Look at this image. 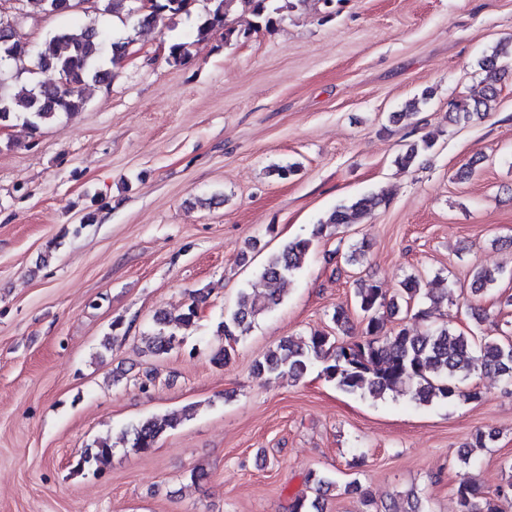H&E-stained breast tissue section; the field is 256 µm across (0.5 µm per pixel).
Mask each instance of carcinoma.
<instances>
[{
  "label": "carcinoma",
  "mask_w": 512,
  "mask_h": 512,
  "mask_svg": "<svg viewBox=\"0 0 512 512\" xmlns=\"http://www.w3.org/2000/svg\"><path fill=\"white\" fill-rule=\"evenodd\" d=\"M85 0H26L35 14L57 16L81 8ZM197 0H149L148 9L139 12L133 0H95L93 11L117 17L124 21L134 19L139 27L149 26L163 15L177 16L193 14ZM203 12L196 15L194 43L210 39L214 32L224 31V44L237 42L249 36L253 29L272 30L284 19L288 11L303 5L307 0H205ZM238 11L250 16L245 27L236 26L230 19ZM129 42L123 38L109 39L106 32L93 22L79 28H58L51 32L43 47L34 49L24 36L13 30L0 29V124L21 121L31 130L62 115L73 116L82 111L86 100L81 87L92 83L111 81V67L124 57ZM191 43L179 36L171 37L167 60L174 66H181L191 59ZM512 60V40L498 44L479 61L484 73L485 93L479 99H463L455 104V120L466 119L473 112H489L501 92V83L509 73L507 60ZM52 71L57 81L44 82L39 74ZM11 72L15 79L25 78L20 90L15 93L4 91L1 75ZM433 147L428 139L413 143L397 157V163L404 169L413 167L420 150ZM385 193L362 196L349 204L332 211L326 220L317 225L310 238H296L282 249L271 254L260 271L267 284V292L261 297L239 293L236 308L229 319L218 325L217 333L230 339L246 334L255 317L278 306L282 298L277 285L286 277L302 269L312 247V239L323 234L329 227L347 228L360 224L375 209L387 205ZM502 271L477 269L473 273L472 299L468 309L478 322L488 319L486 310L478 303L484 290L496 283ZM435 302V296L423 287L422 280L408 276L397 294L391 296L387 290L376 284L357 289L355 307L362 315L361 338L350 343L341 342L338 337L314 330L297 340L285 343L269 351L263 360L254 365V372L260 376L288 373L299 379L317 365L320 375L348 393L379 396L387 391L411 393L412 398L424 405L436 400H476L479 392L464 387V382L481 369L493 373L508 384L512 383V342H501L485 338L479 342L462 332H455L446 326L429 327L424 334L401 325L387 330V317L399 309L403 302L406 312L413 319L428 317L426 302ZM202 299L194 297L177 314L161 312L156 321L160 328L144 337L146 349L155 356L169 353L179 345L178 331L194 322L199 315ZM181 418H146L131 426L130 448L134 452H145L152 448L166 430L175 427ZM112 456V446L105 440L95 442L76 460L75 468L82 469L92 463L102 464ZM504 481L492 494L482 491L475 479L464 473L456 487L457 512H500L497 501L512 497V459L504 461L501 467ZM307 489L315 493L309 498L304 493L295 497L291 512H323L319 499L332 488L333 483L323 475L309 472L306 475ZM361 512H403L396 502L381 508L373 497L365 493L361 497Z\"/></svg>",
  "instance_id": "obj_1"
}]
</instances>
